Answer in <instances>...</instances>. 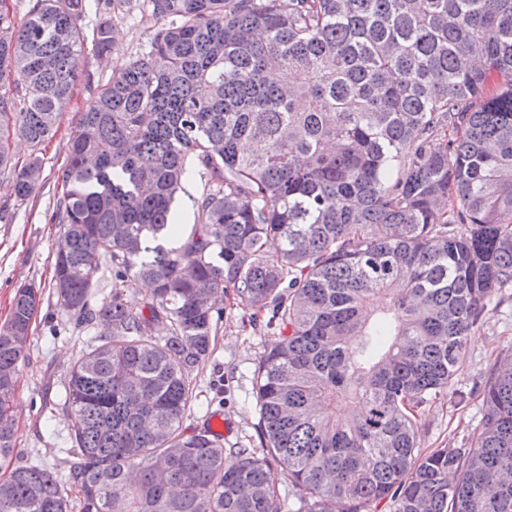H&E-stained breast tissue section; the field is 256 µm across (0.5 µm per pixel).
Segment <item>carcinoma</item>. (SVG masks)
<instances>
[{"label": "carcinoma", "mask_w": 512, "mask_h": 512, "mask_svg": "<svg viewBox=\"0 0 512 512\" xmlns=\"http://www.w3.org/2000/svg\"><path fill=\"white\" fill-rule=\"evenodd\" d=\"M148 2L150 51L106 82L86 69V41L110 48L109 24L85 32L90 0H32L20 27L0 5V175L17 199L38 193L41 146L86 79L52 288L73 331L105 328L70 366L64 483L14 461L43 296L15 289L0 512H71L73 490L81 512H283L272 460L294 512H512V360L485 381L466 447L421 437L512 285V0ZM194 173L205 190L182 230L175 195ZM229 301L276 336L256 375L261 456L182 428Z\"/></svg>", "instance_id": "obj_1"}]
</instances>
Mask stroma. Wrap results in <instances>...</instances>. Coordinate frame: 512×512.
<instances>
[{
	"mask_svg": "<svg viewBox=\"0 0 512 512\" xmlns=\"http://www.w3.org/2000/svg\"><path fill=\"white\" fill-rule=\"evenodd\" d=\"M103 21L111 28L107 57H96L90 50L85 53L96 79L102 81L117 72L119 62L146 54L158 27L147 0H101L98 13L90 15L86 24L92 27ZM88 103L84 86H76L55 135L42 146L37 199H16L11 181L0 177V205H8L12 215L11 223L0 222V323L9 314L18 285L32 283L45 291L30 338V357L21 368L13 403L17 460L48 463L62 479L67 476L64 461L71 446V421L65 413L54 412L53 406L62 402L70 366L90 338L69 333L62 309L48 293L58 228L47 218L56 201L69 135ZM272 340L270 333L254 330L241 310L227 307L215 349L201 373L200 399L183 423L186 431H194L206 417L220 416L224 419L225 446L260 448L259 415L254 408L255 371ZM510 357L511 287L488 304L481 325L469 336L465 364L447 399L428 407L422 429L425 449L458 447L480 431L484 409L477 394L479 383L496 360Z\"/></svg>",
	"mask_w": 512,
	"mask_h": 512,
	"instance_id": "obj_1",
	"label": "stroma"
}]
</instances>
